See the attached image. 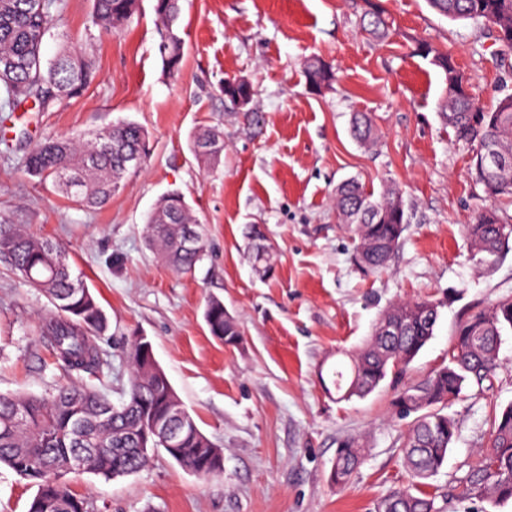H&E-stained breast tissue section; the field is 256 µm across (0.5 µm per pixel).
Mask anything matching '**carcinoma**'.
<instances>
[{
  "label": "carcinoma",
  "mask_w": 512,
  "mask_h": 512,
  "mask_svg": "<svg viewBox=\"0 0 512 512\" xmlns=\"http://www.w3.org/2000/svg\"><path fill=\"white\" fill-rule=\"evenodd\" d=\"M0 0V89L4 106L13 111L28 105L47 112L66 99L80 96L95 81L90 62L69 47L39 70L42 43L54 24L52 0ZM431 9L451 20H469L492 33L500 51L512 53V0H427ZM139 0H93V23L104 32L121 29L136 14ZM157 51L164 73L179 76L184 42L178 34L180 0H155ZM369 31L385 36L388 22L378 5L364 14ZM421 53L445 74L447 88L443 117L454 136L477 150H495L497 161L476 173L491 197L512 198V93L502 85L493 108L482 109L483 121L471 124L478 107L467 87L456 83L450 70L454 58L429 44ZM309 87L333 85L336 73L319 60L305 71ZM351 131L364 145L373 143V123L366 114L354 117ZM147 131L134 122H119L98 131L91 139L46 138L36 143L25 158L24 171L42 181L52 180L62 193L87 208H100L118 192L127 175L139 168L133 157L145 159ZM193 153L205 166L219 164L224 150L223 133L201 127L193 135ZM336 211L353 235L355 255L367 273L384 270L406 230L404 201L394 189L374 199L359 183L350 180L336 190ZM472 253L494 264L512 249V227L497 209H485L469 225ZM146 239L174 270L189 273L206 256L207 241L184 197L172 193L147 216ZM260 230H253L251 257L262 272L270 268L269 251ZM0 255L14 271L39 289L53 306L40 335L53 347L56 357L72 372H95L104 365L103 354L93 341L109 329V318L95 295L75 275L64 252L49 241L20 231L0 233ZM439 304L432 301H401L386 310L371 336L349 356L346 371H336L334 385L339 400L365 398L388 376L406 370L433 337ZM204 319L210 335L235 345L241 332L237 322L224 316V302L208 301ZM512 332V299L478 311L456 328L448 364L423 379L403 387L392 400L403 416L416 414L400 448L412 479L422 484L443 466L457 439V422L445 409L466 388L480 390L492 383L498 365L503 333ZM130 379L123 399L115 404L102 391L87 386H66L47 395L0 393V465L12 469L37 486L28 512H90L92 504L70 491L59 473L79 455L84 470L112 478V464L119 459L126 472L145 466L149 453L141 451L140 432L149 416L160 418L181 439L178 453L168 455L182 468L200 476H214L223 467L209 460L215 444L198 428L187 412L171 407L176 394L167 377L154 363L128 343ZM366 455L357 438H347L336 449L335 486L346 485ZM458 497L468 501L504 504L512 501V405L494 415L486 445L476 462L459 481ZM436 497L422 491L398 489L378 504V512H441Z\"/></svg>",
  "instance_id": "carcinoma-1"
}]
</instances>
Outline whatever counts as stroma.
Here are the masks:
<instances>
[{"label": "stroma", "mask_w": 512, "mask_h": 512, "mask_svg": "<svg viewBox=\"0 0 512 512\" xmlns=\"http://www.w3.org/2000/svg\"><path fill=\"white\" fill-rule=\"evenodd\" d=\"M183 68L167 78L156 49L154 0L121 30L92 23V0H62L43 44L53 57L68 44L93 64L96 80L50 112L18 108L0 150V229H24L65 249L73 273L110 319L96 343L108 364L72 375L56 361L39 327L47 298L0 257V393L41 395L76 381L119 400L129 379L127 339L153 344L182 404L224 450L220 476L203 478L165 452L125 477H66L94 512H375L413 482L399 448L408 420L391 401L398 389L440 368L457 325L512 298V251L492 268L470 259L467 227L497 207L512 220V200L486 195L471 169L472 149L443 122L446 81L417 53L419 42L450 49L481 106L512 75L486 29L452 21L426 0H381L387 38L366 32L365 0H180ZM317 58L336 70L332 90L313 93L304 75ZM254 91L248 124L224 98L225 78ZM369 113L377 140L365 147L350 133L353 113ZM148 132L146 159L111 202L79 206L26 175L23 161L46 137H71L122 121ZM224 132L218 165L195 159L193 132ZM357 179L380 195L402 194L407 229L386 269L365 273L334 200ZM181 193L205 226L208 254L178 274L151 249L148 213ZM260 227L273 271L264 276L248 253ZM219 297L241 339L225 347L209 333L205 303ZM403 298L439 303L433 338L406 372L389 375L367 398L338 400L332 372L369 336L381 313ZM493 385L470 389L449 405L459 435L427 489L444 512H472L455 486L478 456L495 410L512 404V334L504 336ZM361 440L366 459L343 489L329 481L339 442ZM37 488L0 467V512H27Z\"/></svg>", "instance_id": "obj_1"}]
</instances>
